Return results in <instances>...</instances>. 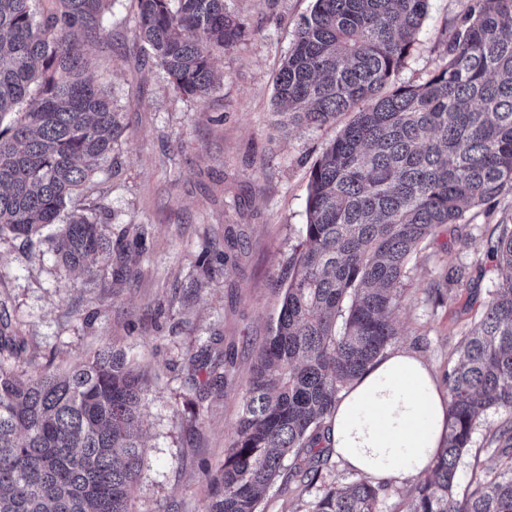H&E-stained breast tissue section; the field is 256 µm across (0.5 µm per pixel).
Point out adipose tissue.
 Wrapping results in <instances>:
<instances>
[{
    "instance_id": "ef3b65f1",
    "label": "adipose tissue",
    "mask_w": 512,
    "mask_h": 512,
    "mask_svg": "<svg viewBox=\"0 0 512 512\" xmlns=\"http://www.w3.org/2000/svg\"><path fill=\"white\" fill-rule=\"evenodd\" d=\"M448 391L410 349L379 357L338 396L329 446L349 469L401 482L434 460L447 436Z\"/></svg>"
}]
</instances>
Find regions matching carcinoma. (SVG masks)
<instances>
[{
	"label": "carcinoma",
	"instance_id": "1",
	"mask_svg": "<svg viewBox=\"0 0 512 512\" xmlns=\"http://www.w3.org/2000/svg\"><path fill=\"white\" fill-rule=\"evenodd\" d=\"M0 0V235L30 242L59 226L73 269L112 255L96 214L67 210L123 134L112 99L87 76L84 44L110 0ZM136 39L174 89L206 100L213 58L244 31L224 0H131ZM429 0H315L275 81V112L322 126L352 113L312 167L307 223L288 259L283 301L252 367L224 466L208 475L207 512H259L292 475L324 482L326 421L338 394L396 335L408 265L443 225L512 191V0H470L446 62L419 84L392 83ZM487 252L503 280L448 369V443L418 476L409 512H512V224ZM0 335V512H130L143 464V374L103 349L71 368L20 378ZM487 447L502 466L460 496L456 473L489 409ZM361 476L324 486L307 512H382Z\"/></svg>",
	"mask_w": 512,
	"mask_h": 512
}]
</instances>
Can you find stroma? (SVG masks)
I'll list each match as a JSON object with an SVG mask.
<instances>
[{
	"label": "stroma",
	"instance_id": "1",
	"mask_svg": "<svg viewBox=\"0 0 512 512\" xmlns=\"http://www.w3.org/2000/svg\"><path fill=\"white\" fill-rule=\"evenodd\" d=\"M314 4L224 0L245 35L214 58L223 86L201 103L176 93L140 54L130 0H112L86 54L126 131L114 164L72 202L106 224L112 259L73 270L47 239L0 235V316L21 341L16 370L63 371L110 345L146 374V453L131 512H204L207 475L224 462L255 356L277 319L288 257L307 222L311 169L347 121L289 124L274 110L275 74ZM467 5L430 0L395 83H421L444 63V40ZM498 224H512V191L440 228L409 266L391 347L419 352L439 380L501 281L487 254ZM449 266L465 267L472 284L452 286L442 301L429 288ZM204 350L227 359L223 387L195 381L189 359ZM500 418L482 416L458 467L459 491L473 488L475 467L498 464L485 436ZM317 494L281 478L259 510L307 512Z\"/></svg>",
	"mask_w": 512,
	"mask_h": 512
}]
</instances>
